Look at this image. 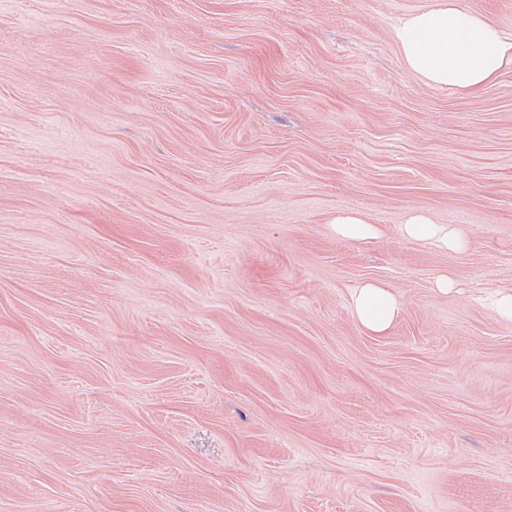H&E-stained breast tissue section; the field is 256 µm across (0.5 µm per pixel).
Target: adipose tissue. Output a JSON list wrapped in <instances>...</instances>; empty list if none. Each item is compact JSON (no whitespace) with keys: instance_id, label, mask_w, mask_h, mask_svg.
I'll return each instance as SVG.
<instances>
[{"instance_id":"obj_1","label":"adipose tissue","mask_w":512,"mask_h":512,"mask_svg":"<svg viewBox=\"0 0 512 512\" xmlns=\"http://www.w3.org/2000/svg\"><path fill=\"white\" fill-rule=\"evenodd\" d=\"M401 62L420 83L467 97L494 83L512 68V30L466 9L460 0H435L428 8L403 16L393 28ZM401 235L458 252L468 239L458 228L434 223L427 212H410ZM353 314L362 328L385 335L401 306L379 281H368L352 295Z\"/></svg>"}]
</instances>
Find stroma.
<instances>
[{
  "mask_svg": "<svg viewBox=\"0 0 512 512\" xmlns=\"http://www.w3.org/2000/svg\"><path fill=\"white\" fill-rule=\"evenodd\" d=\"M433 2L0 0V512H512V70L409 75ZM331 229L337 238L363 242L377 237L381 231L376 224H370L359 212L345 211L336 215ZM400 233L406 239L435 245L451 252L461 251L468 244L467 236L460 229L435 224L425 211H411L404 224L400 225ZM352 310L356 320L366 332L382 336L398 319L401 306L385 284L379 281H368L354 290Z\"/></svg>",
  "mask_w": 512,
  "mask_h": 512,
  "instance_id": "stroma-1",
  "label": "stroma"
}]
</instances>
